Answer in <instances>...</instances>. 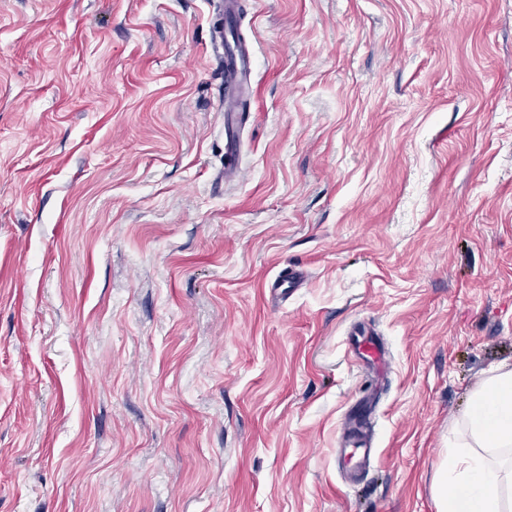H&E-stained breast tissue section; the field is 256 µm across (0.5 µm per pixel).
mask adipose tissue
<instances>
[{
	"label": "adipose tissue",
	"mask_w": 512,
	"mask_h": 512,
	"mask_svg": "<svg viewBox=\"0 0 512 512\" xmlns=\"http://www.w3.org/2000/svg\"><path fill=\"white\" fill-rule=\"evenodd\" d=\"M436 512H512V363L494 367L448 433Z\"/></svg>",
	"instance_id": "ef3b65f1"
}]
</instances>
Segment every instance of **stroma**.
<instances>
[{
    "instance_id": "stroma-1",
    "label": "stroma",
    "mask_w": 512,
    "mask_h": 512,
    "mask_svg": "<svg viewBox=\"0 0 512 512\" xmlns=\"http://www.w3.org/2000/svg\"><path fill=\"white\" fill-rule=\"evenodd\" d=\"M241 3L228 182L213 0H0V512H435L512 362V0ZM356 336L351 343V348L366 368H379L385 364V351L373 340L369 332H358ZM361 425L356 423L354 431L351 432L346 442H352L354 448H336V455L339 461L353 472V477L359 476L370 464L373 448L370 446L368 431L360 429Z\"/></svg>"
}]
</instances>
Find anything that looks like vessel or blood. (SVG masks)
Masks as SVG:
<instances>
[{"mask_svg":"<svg viewBox=\"0 0 512 512\" xmlns=\"http://www.w3.org/2000/svg\"><path fill=\"white\" fill-rule=\"evenodd\" d=\"M239 24L238 0H225L222 25L213 28L211 40L224 48V172L238 174L240 166V128L246 118L242 95L254 66V56L246 44L230 42L229 36ZM353 353L366 368H378L386 362V354L369 333H361L351 344ZM348 446L338 448L339 461L353 472L361 474L372 457L367 431L354 429L348 436Z\"/></svg>","mask_w":512,"mask_h":512,"instance_id":"1","label":"vessel or blood"}]
</instances>
